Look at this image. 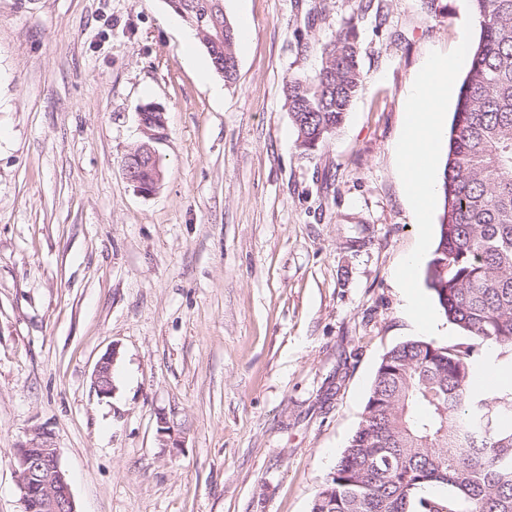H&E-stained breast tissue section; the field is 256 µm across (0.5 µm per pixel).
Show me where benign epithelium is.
I'll list each match as a JSON object with an SVG mask.
<instances>
[{
	"label": "benign epithelium",
	"mask_w": 512,
	"mask_h": 512,
	"mask_svg": "<svg viewBox=\"0 0 512 512\" xmlns=\"http://www.w3.org/2000/svg\"><path fill=\"white\" fill-rule=\"evenodd\" d=\"M148 108L155 111V117L151 123H140L144 140L139 143L138 156L141 160H148L147 166L154 169V175L145 181L137 175L134 166L125 167L126 178L144 193L153 192L161 180L162 174L156 164L157 144L166 138L164 113L157 111L159 105L156 103L148 105ZM118 355V347L114 345L95 366L92 385L102 397L114 392L112 370ZM13 467L23 508L29 507L31 489L38 488L44 512H76L71 484L61 465L58 449L45 441L40 433H35L34 439L15 448Z\"/></svg>",
	"instance_id": "benign-epithelium-1"
}]
</instances>
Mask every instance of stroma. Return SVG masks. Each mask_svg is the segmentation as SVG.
<instances>
[{"label": "stroma", "mask_w": 512, "mask_h": 512, "mask_svg": "<svg viewBox=\"0 0 512 512\" xmlns=\"http://www.w3.org/2000/svg\"><path fill=\"white\" fill-rule=\"evenodd\" d=\"M224 0L253 30L214 97L166 0H0V512H22L13 452L42 432L77 512H310L364 418L383 355L408 339L473 347L394 279L437 233L411 213L394 151L429 58L475 43L470 0H374L364 89L311 155L282 86L360 0ZM160 105L162 180L124 159ZM118 346L113 396L92 386ZM171 436L163 438L161 424ZM421 257V250H418L407 256L403 263L400 265V267L397 269L395 273V278L399 285L401 286V288L406 289L403 292L406 310L416 320L425 323V307L419 296L412 290H409V288H411V273L419 265Z\"/></svg>", "instance_id": "obj_1"}]
</instances>
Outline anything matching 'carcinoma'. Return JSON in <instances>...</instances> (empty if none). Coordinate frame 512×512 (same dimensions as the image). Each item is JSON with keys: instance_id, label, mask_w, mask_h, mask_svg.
Here are the masks:
<instances>
[{"instance_id": "carcinoma-1", "label": "carcinoma", "mask_w": 512, "mask_h": 512, "mask_svg": "<svg viewBox=\"0 0 512 512\" xmlns=\"http://www.w3.org/2000/svg\"><path fill=\"white\" fill-rule=\"evenodd\" d=\"M480 36L448 133L442 213L425 282L477 345L512 352V0H471ZM177 15L214 70L237 79L224 0H181ZM357 21L320 48L309 76L283 87L295 148L336 134L363 90ZM473 348L403 341L382 358L362 424L311 512H512V385L479 389ZM443 485L448 494L428 489Z\"/></svg>"}]
</instances>
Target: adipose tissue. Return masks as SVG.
Returning <instances> with one entry per match:
<instances>
[{
    "mask_svg": "<svg viewBox=\"0 0 512 512\" xmlns=\"http://www.w3.org/2000/svg\"><path fill=\"white\" fill-rule=\"evenodd\" d=\"M456 65V57L428 60L421 78L410 90L408 122L396 146L405 170L414 220L423 226L428 223L430 202L436 192L433 167L439 136L438 113L448 95Z\"/></svg>",
    "mask_w": 512,
    "mask_h": 512,
    "instance_id": "obj_1",
    "label": "adipose tissue"
}]
</instances>
